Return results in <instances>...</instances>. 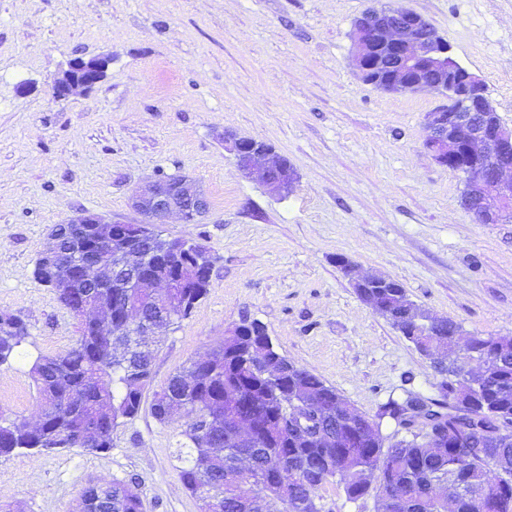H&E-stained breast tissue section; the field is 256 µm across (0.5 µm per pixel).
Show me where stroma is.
Segmentation results:
<instances>
[{
	"label": "stroma",
	"instance_id": "35a3bbf8",
	"mask_svg": "<svg viewBox=\"0 0 512 512\" xmlns=\"http://www.w3.org/2000/svg\"><path fill=\"white\" fill-rule=\"evenodd\" d=\"M373 6L427 21L512 128V0H0V311L29 330L0 364V414L35 420L31 362L77 335L34 278L54 225L80 210L139 223L130 195L162 173L197 180L210 209L158 229L214 264L192 316L162 331L153 389L247 315L365 415L410 392L436 396L429 359L359 299L358 275L400 282L465 335L512 336V223H476L463 175L426 148L444 95L385 92L355 69L353 23ZM96 56L110 60L104 79L55 99L69 62ZM228 132L284 155L292 191L243 177ZM151 401L144 393L108 452L0 456V505L71 512L105 477L133 483L145 512H198L176 470L185 420L159 423Z\"/></svg>",
	"mask_w": 512,
	"mask_h": 512
}]
</instances>
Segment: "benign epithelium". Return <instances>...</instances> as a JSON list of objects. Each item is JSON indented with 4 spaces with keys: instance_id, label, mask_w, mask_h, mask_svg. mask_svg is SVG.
<instances>
[{
    "instance_id": "1",
    "label": "benign epithelium",
    "mask_w": 512,
    "mask_h": 512,
    "mask_svg": "<svg viewBox=\"0 0 512 512\" xmlns=\"http://www.w3.org/2000/svg\"><path fill=\"white\" fill-rule=\"evenodd\" d=\"M356 66L369 84L387 92H417L423 88L442 90L459 102L454 110L439 109L427 116L428 141L435 160L446 168H464L461 159L479 154L491 164L486 179L466 183L462 194L463 205L472 211L482 224H502L512 211V129L501 120H488L494 111L484 84L463 68L452 54L448 41L440 37L418 14L406 9L377 10L364 13L353 27ZM389 56L392 64L382 68L381 58ZM108 67V60L100 58L90 64L81 58L69 62L52 86L53 97L63 98L76 89H89L97 84ZM230 151L235 156L238 170L248 175L259 161L265 160V151L259 141L246 137H228ZM175 185L154 182L132 197V206L147 218L170 211L182 217L197 218L208 212L206 198L187 191L181 203L173 202ZM144 234H134L133 241L122 244V249H135L124 262L144 260L149 254ZM160 284L163 292L156 298L169 301L172 289L179 287L173 279L144 281L132 275L127 287L147 288Z\"/></svg>"
}]
</instances>
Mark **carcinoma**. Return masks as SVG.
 Listing matches in <instances>:
<instances>
[{
    "label": "carcinoma",
    "mask_w": 512,
    "mask_h": 512,
    "mask_svg": "<svg viewBox=\"0 0 512 512\" xmlns=\"http://www.w3.org/2000/svg\"><path fill=\"white\" fill-rule=\"evenodd\" d=\"M64 250L80 253L97 273L71 281L45 279V257L37 259L35 279L54 289L60 302L79 320L78 336L67 350L40 355L30 373L40 398L39 418L0 417V456L14 451L54 453L76 446L91 452L112 448V432L134 417L152 380L154 346L162 337L138 336L139 321L162 313L150 291L132 292V301L118 300L124 281L112 248H103L89 234L57 225ZM182 239L156 234L145 275H176L175 315L170 327L189 318L209 288L210 268L195 263L193 248L180 252ZM358 297L398 329L416 349L433 339L449 338L462 326L416 305L396 280L380 278L375 286L355 287ZM91 293L83 307L74 298ZM227 332L203 358L171 375L154 393L151 411L161 423L174 414L189 416L181 431L176 458L184 488L200 512H269L277 500L286 512H320L318 491L339 479L347 500L374 494L378 512H448L445 488L464 486L453 512H476L473 494L484 488L489 470L500 477L499 497L486 512H512V337L474 336L475 357L485 371L470 378L453 367L440 373L438 397L428 399L431 427L410 414L414 394L389 398L370 418L308 369L295 365L282 375L277 350L267 328ZM29 336L18 315L0 313V364L15 356ZM394 422L406 436L382 434L384 421ZM334 430L338 443L321 448L297 442V433ZM475 448L466 459L459 448ZM250 465L253 484L240 473ZM73 512H144L134 486L117 480L91 481Z\"/></svg>",
    "instance_id": "1"
}]
</instances>
